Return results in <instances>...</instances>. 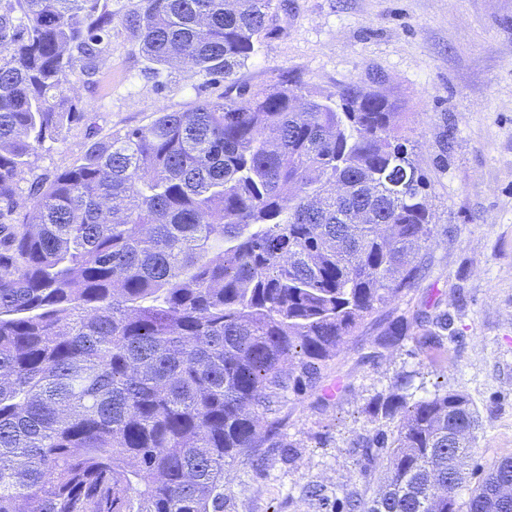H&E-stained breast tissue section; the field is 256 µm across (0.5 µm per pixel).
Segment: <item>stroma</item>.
<instances>
[{
  "mask_svg": "<svg viewBox=\"0 0 512 512\" xmlns=\"http://www.w3.org/2000/svg\"><path fill=\"white\" fill-rule=\"evenodd\" d=\"M140 0H108L115 21L94 75L75 70L69 94L83 119L46 142L35 177L50 180L93 142L183 112L229 86L293 80L310 93L380 84L405 105L409 151L429 179L433 236L417 288L368 317L314 390L289 393L286 439L294 459L269 455L262 470L239 458L224 483L221 512H336L364 459L355 443L394 421L369 406L412 373L414 398L442 386L467 393L480 418L473 464L486 474L512 456V0H275L255 56L232 82L204 81L195 68L153 72L123 18ZM447 312L451 338L436 370L417 335L375 351L389 314ZM324 499L307 497L310 482Z\"/></svg>",
  "mask_w": 512,
  "mask_h": 512,
  "instance_id": "35a3bbf8",
  "label": "stroma"
}]
</instances>
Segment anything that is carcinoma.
I'll return each instance as SVG.
<instances>
[{"instance_id":"cac0c4a2","label":"carcinoma","mask_w":512,"mask_h":512,"mask_svg":"<svg viewBox=\"0 0 512 512\" xmlns=\"http://www.w3.org/2000/svg\"><path fill=\"white\" fill-rule=\"evenodd\" d=\"M138 50L229 80L255 54L273 0H143ZM0 512H220L240 456L292 448L288 391L314 387L368 316L416 287L431 238L425 174L403 105L351 85L293 101L281 83L199 100L16 181L81 117L68 93L94 74L112 10L101 0H5L0 34ZM441 350L448 313L394 316ZM409 377L358 439L382 474L340 512H512V458L475 486L478 412L445 389L408 401Z\"/></svg>"}]
</instances>
